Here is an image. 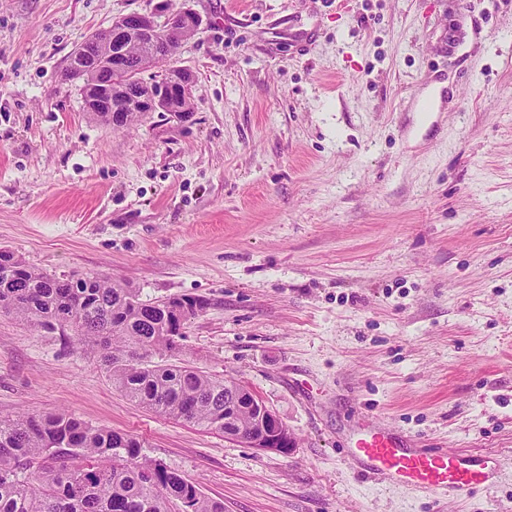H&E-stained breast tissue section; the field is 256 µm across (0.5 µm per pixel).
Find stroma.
I'll use <instances>...</instances> for the list:
<instances>
[{
    "instance_id": "35a3bbf8",
    "label": "stroma",
    "mask_w": 512,
    "mask_h": 512,
    "mask_svg": "<svg viewBox=\"0 0 512 512\" xmlns=\"http://www.w3.org/2000/svg\"><path fill=\"white\" fill-rule=\"evenodd\" d=\"M169 0L194 112L94 119L71 52L156 0H0V248L207 306L177 350L296 446L261 451L116 389L93 342L0 312V416L138 438L224 512H512V0ZM364 422L492 453L489 488L365 483Z\"/></svg>"
}]
</instances>
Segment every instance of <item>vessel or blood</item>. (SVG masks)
Instances as JSON below:
<instances>
[{
  "label": "vessel or blood",
  "mask_w": 512,
  "mask_h": 512,
  "mask_svg": "<svg viewBox=\"0 0 512 512\" xmlns=\"http://www.w3.org/2000/svg\"><path fill=\"white\" fill-rule=\"evenodd\" d=\"M348 456L361 473L442 499L471 496L497 475L498 457L463 455L405 440L390 429L364 424Z\"/></svg>",
  "instance_id": "1"
}]
</instances>
